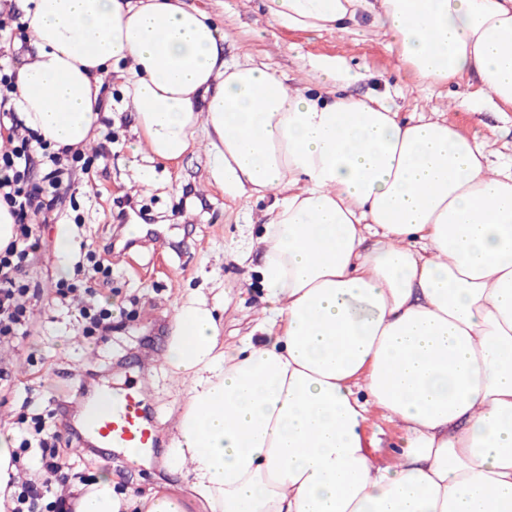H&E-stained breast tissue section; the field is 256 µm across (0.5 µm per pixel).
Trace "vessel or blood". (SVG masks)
<instances>
[{"mask_svg":"<svg viewBox=\"0 0 512 512\" xmlns=\"http://www.w3.org/2000/svg\"><path fill=\"white\" fill-rule=\"evenodd\" d=\"M84 430L91 444L98 448H151L156 431L139 389L124 387L108 390L105 406L96 401L82 404Z\"/></svg>","mask_w":512,"mask_h":512,"instance_id":"vessel-or-blood-1","label":"vessel or blood"}]
</instances>
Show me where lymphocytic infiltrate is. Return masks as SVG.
<instances>
[{
  "label": "lymphocytic infiltrate",
  "mask_w": 512,
  "mask_h": 512,
  "mask_svg": "<svg viewBox=\"0 0 512 512\" xmlns=\"http://www.w3.org/2000/svg\"><path fill=\"white\" fill-rule=\"evenodd\" d=\"M14 91L12 62L1 57L0 129H7L11 147L0 152V202L9 208L15 235L0 248V344L30 333V316L22 299L41 291L29 276L38 247L32 239L33 225L62 220L59 189L71 172V161L81 156L77 150L53 151L48 144H36L33 132H21L15 112L8 106ZM18 439L11 464H18L22 453L29 449H41V479L39 484H28L14 494L11 512H36L42 490L55 482H67L72 465L60 450L55 423L42 412H33L29 424L19 428Z\"/></svg>",
  "instance_id": "obj_1"
}]
</instances>
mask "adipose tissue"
<instances>
[{
  "label": "adipose tissue",
  "instance_id": "ef3b65f1",
  "mask_svg": "<svg viewBox=\"0 0 512 512\" xmlns=\"http://www.w3.org/2000/svg\"><path fill=\"white\" fill-rule=\"evenodd\" d=\"M29 49L12 103L54 148L91 149L121 79L152 160L204 146L231 197H271L259 338L176 305L164 356L185 386L168 450L185 486L143 512H512V170L440 120L336 93L335 60L291 88L224 60L191 0H11ZM291 30L389 36L417 83L478 80L512 108V0H264ZM407 443L388 465L373 410ZM101 469L76 512H121ZM363 436L370 453L380 464L388 463L404 447L399 428L383 418L378 410L372 412L371 418L363 426Z\"/></svg>",
  "mask_w": 512,
  "mask_h": 512
}]
</instances>
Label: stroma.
Returning <instances> with one entry per match:
<instances>
[{
  "instance_id": "1",
  "label": "stroma",
  "mask_w": 512,
  "mask_h": 512,
  "mask_svg": "<svg viewBox=\"0 0 512 512\" xmlns=\"http://www.w3.org/2000/svg\"><path fill=\"white\" fill-rule=\"evenodd\" d=\"M192 2L226 34L225 61L253 60L297 87L315 61L335 59L339 92L382 96L405 119L434 115L448 120L463 135L486 143L494 161L512 162V111L500 112L476 99L471 84L415 86L398 71L391 40L375 34L369 19L344 33H312L273 23L261 0ZM105 96L113 114L104 126L108 136L100 148L85 152V164H74L61 195L68 219L79 220L86 239L101 244L116 238L110 257V300L122 314L108 339L95 340L83 335L76 308L49 304L44 295L27 298L32 333L14 350L0 353V368L11 376L10 388L0 398V428L16 427L27 400L44 407L65 406L67 416H74L75 390L91 370L97 373L93 388L136 385L158 435L156 446L144 449L140 463L128 466L111 449L94 450L82 440L71 442L69 455L76 469L89 477H97L100 468L110 469L116 494L141 496L160 484L182 483L167 463L174 419L184 404L163 359L174 305L190 294H203L208 303L223 306L218 316L225 345H238L254 334L265 295L256 271L262 253L254 243L270 201L234 199L223 187L205 181V150L188 153L174 166L150 160L147 151L137 147L140 135L126 107L121 79L107 81ZM118 197L137 200L158 215L174 214L175 220L157 234H141L136 242L122 245L126 228L112 219ZM56 230L53 224L36 228L39 248L29 275L46 289L58 279L60 266L74 263L73 256L54 255ZM363 436L381 464L404 446L399 428L377 410L364 425Z\"/></svg>"
}]
</instances>
